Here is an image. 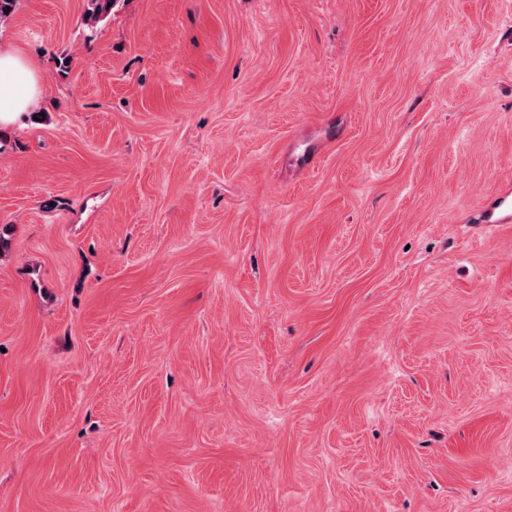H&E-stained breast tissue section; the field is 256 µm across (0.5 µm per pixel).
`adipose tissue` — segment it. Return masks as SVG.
Listing matches in <instances>:
<instances>
[{"label":"adipose tissue","instance_id":"1","mask_svg":"<svg viewBox=\"0 0 512 512\" xmlns=\"http://www.w3.org/2000/svg\"><path fill=\"white\" fill-rule=\"evenodd\" d=\"M40 97L39 79L32 64L17 48L0 43V126L32 109Z\"/></svg>","mask_w":512,"mask_h":512}]
</instances>
